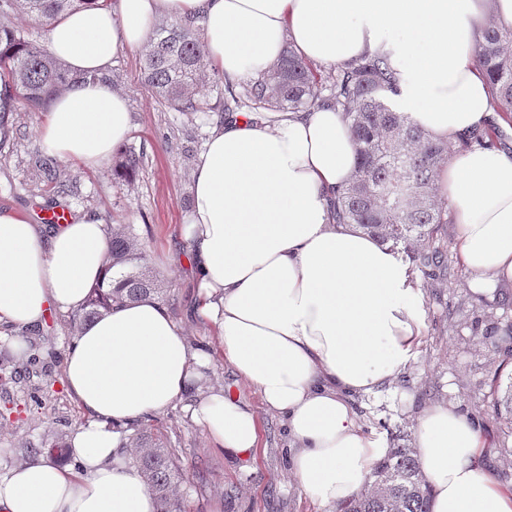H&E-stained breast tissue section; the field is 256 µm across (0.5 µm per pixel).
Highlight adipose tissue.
I'll use <instances>...</instances> for the list:
<instances>
[{
	"mask_svg": "<svg viewBox=\"0 0 512 512\" xmlns=\"http://www.w3.org/2000/svg\"><path fill=\"white\" fill-rule=\"evenodd\" d=\"M193 18L213 67L238 79L285 45L317 63L389 55L399 111L454 142L489 117L475 46L489 22L512 28V0H116L65 13L47 46L77 80L39 132L50 154L107 162L131 131L127 98L106 74L118 48L139 49L156 23ZM94 81H87V74ZM356 152L340 113L237 112L211 131L192 172L183 224L225 361L264 406L284 417L290 473L312 502L336 506L364 488L383 441L364 431L353 397L392 384L424 335L421 292L377 238L330 217ZM474 278L512 281V157L454 152L438 176ZM109 237L96 217L37 225L0 212V321L42 323L49 309L84 305L106 276ZM211 356L156 300L117 306L78 331L65 381L89 417L71 439L79 468L42 459L0 470V512H156L119 425L186 400L213 443L252 456L260 423L230 387L210 380ZM432 512H512V490L483 461L476 422L436 404L413 427Z\"/></svg>",
	"mask_w": 512,
	"mask_h": 512,
	"instance_id": "ef3b65f1",
	"label": "adipose tissue"
}]
</instances>
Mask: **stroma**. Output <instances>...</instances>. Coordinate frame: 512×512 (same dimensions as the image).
I'll return each mask as SVG.
<instances>
[{"label":"stroma","instance_id":"obj_1","mask_svg":"<svg viewBox=\"0 0 512 512\" xmlns=\"http://www.w3.org/2000/svg\"><path fill=\"white\" fill-rule=\"evenodd\" d=\"M140 51L119 49L107 73L128 100L131 132L126 146L144 153L129 185L115 183L109 165L87 168L47 153L39 130L46 113L29 106L9 117V139L0 147V212L28 215L42 223L52 207L72 217L96 216L105 224L131 225L146 265L163 281L161 301L168 314L185 323L193 346L214 353V382L232 386L260 421L259 447L242 458L211 447L207 433L181 405L147 415L143 424L167 435L187 479L179 488L182 512H336L303 496L288 471V433L280 415L266 409L257 392L238 381L205 322L191 309L200 292L189 268L181 265L191 245L181 236L192 197L191 173L212 128L223 123L220 112H173L156 104L140 79ZM442 245L448 273L430 277L410 273L422 294L425 333L415 357L392 386L375 396L355 398L353 405L366 432L393 447L394 436L413 443V424L426 408L448 404L477 420L491 446L486 465L494 479L512 475V456L500 436V419L492 412V393L512 387V361L490 351V330L512 322V282H475L459 260L455 224H447ZM76 333L73 315L52 311L42 326L29 329L0 324V467L29 459L30 449L53 443L69 445L87 417L64 380V359ZM34 341L42 369L31 381L15 378L22 362L10 342ZM39 384L42 405L29 398L28 383Z\"/></svg>","mask_w":512,"mask_h":512}]
</instances>
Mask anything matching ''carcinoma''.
<instances>
[{
    "label": "carcinoma",
    "instance_id": "obj_1",
    "mask_svg": "<svg viewBox=\"0 0 512 512\" xmlns=\"http://www.w3.org/2000/svg\"><path fill=\"white\" fill-rule=\"evenodd\" d=\"M89 0H0V15L17 14L48 25L58 14ZM476 62L489 87L490 110L512 114V29L494 24L482 33ZM141 80L159 104L176 112H201L207 101L200 89L207 82L224 84L214 109L234 112H313L330 107L349 124L356 149V169L349 184L330 202L331 218L355 224L392 249L406 254L416 267L440 268L441 242L448 210L439 200L437 175L448 157V142L432 138L411 118L396 110V72L388 57L367 54L331 67L329 76L290 48L276 63L246 80H229L210 68L206 44L194 19H166L155 28L141 55ZM73 81L65 66L44 44L21 28L0 27V145L9 133L8 116L21 105L51 106ZM501 127L489 119L459 139L463 148H492ZM142 156L126 149L115 160L112 175L129 181ZM416 242L429 251L412 249ZM107 270L112 277L92 288L75 325L94 322L112 307L152 298L160 281L143 263L126 224L111 227ZM502 414L501 436L512 437V390L493 401ZM133 463L154 492L157 512H177L176 491L184 473L161 432L147 426L131 438ZM336 512H430V492L422 481L421 463L411 448H393L376 461L371 489L353 495Z\"/></svg>",
    "mask_w": 512,
    "mask_h": 512
}]
</instances>
